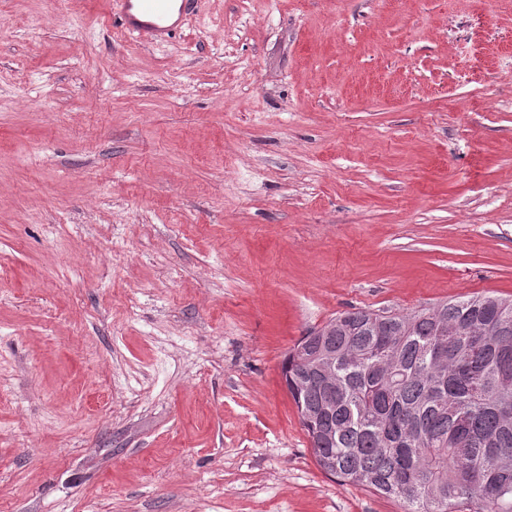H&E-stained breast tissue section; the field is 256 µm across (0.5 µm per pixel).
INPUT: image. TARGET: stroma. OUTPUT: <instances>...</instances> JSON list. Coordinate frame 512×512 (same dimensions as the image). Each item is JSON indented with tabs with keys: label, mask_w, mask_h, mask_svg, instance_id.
<instances>
[{
	"label": "stroma",
	"mask_w": 512,
	"mask_h": 512,
	"mask_svg": "<svg viewBox=\"0 0 512 512\" xmlns=\"http://www.w3.org/2000/svg\"><path fill=\"white\" fill-rule=\"evenodd\" d=\"M512 299V0H0V512H402L287 352ZM199 0H109L108 6L121 26L146 44L167 42L180 29L181 20ZM176 2H180L177 4ZM178 8L177 21L168 25Z\"/></svg>",
	"instance_id": "stroma-1"
}]
</instances>
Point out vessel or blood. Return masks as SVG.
Instances as JSON below:
<instances>
[{
    "mask_svg": "<svg viewBox=\"0 0 512 512\" xmlns=\"http://www.w3.org/2000/svg\"><path fill=\"white\" fill-rule=\"evenodd\" d=\"M198 0H108L122 27L147 44L167 42L179 30L173 15H186Z\"/></svg>",
    "mask_w": 512,
    "mask_h": 512,
    "instance_id": "b4317fda",
    "label": "vessel or blood"
}]
</instances>
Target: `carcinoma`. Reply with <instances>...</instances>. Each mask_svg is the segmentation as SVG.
<instances>
[{
    "instance_id": "obj_1",
    "label": "carcinoma",
    "mask_w": 512,
    "mask_h": 512,
    "mask_svg": "<svg viewBox=\"0 0 512 512\" xmlns=\"http://www.w3.org/2000/svg\"><path fill=\"white\" fill-rule=\"evenodd\" d=\"M288 351L281 372L319 467L403 512H512V299L412 313L354 309ZM448 354L437 361L435 351ZM336 353V409L317 358Z\"/></svg>"
}]
</instances>
